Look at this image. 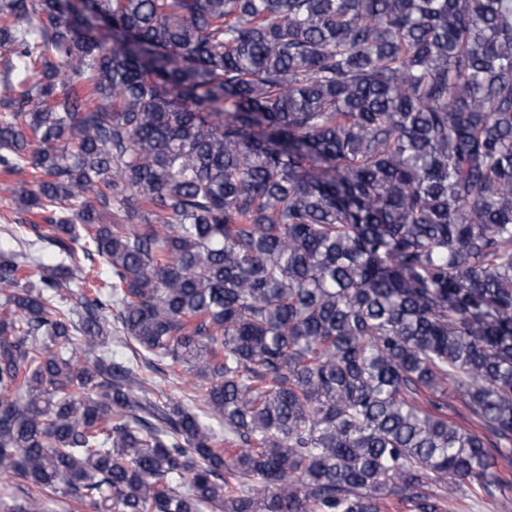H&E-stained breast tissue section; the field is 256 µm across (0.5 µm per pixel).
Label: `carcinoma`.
I'll return each instance as SVG.
<instances>
[{
	"mask_svg": "<svg viewBox=\"0 0 512 512\" xmlns=\"http://www.w3.org/2000/svg\"><path fill=\"white\" fill-rule=\"evenodd\" d=\"M0 50L38 219L0 251V474L34 489L0 512L506 500L512 0H0ZM115 337H112V350L129 360L138 369L141 378L148 382V386L154 390L155 394L175 395L186 406L193 407L195 410L202 406L204 390L182 383L179 376L185 378V375L180 367L174 371L167 365L145 360L123 343L116 342Z\"/></svg>",
	"mask_w": 512,
	"mask_h": 512,
	"instance_id": "1",
	"label": "carcinoma"
}]
</instances>
